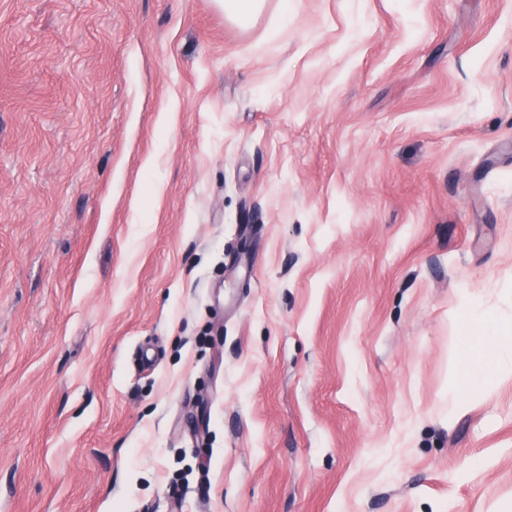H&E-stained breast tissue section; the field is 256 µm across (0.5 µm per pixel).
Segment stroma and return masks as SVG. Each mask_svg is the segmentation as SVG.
I'll use <instances>...</instances> for the list:
<instances>
[{
  "instance_id": "obj_1",
  "label": "stroma",
  "mask_w": 512,
  "mask_h": 512,
  "mask_svg": "<svg viewBox=\"0 0 512 512\" xmlns=\"http://www.w3.org/2000/svg\"><path fill=\"white\" fill-rule=\"evenodd\" d=\"M512 0H0V512H512ZM264 0H215V3L229 18L241 20L258 15Z\"/></svg>"
}]
</instances>
